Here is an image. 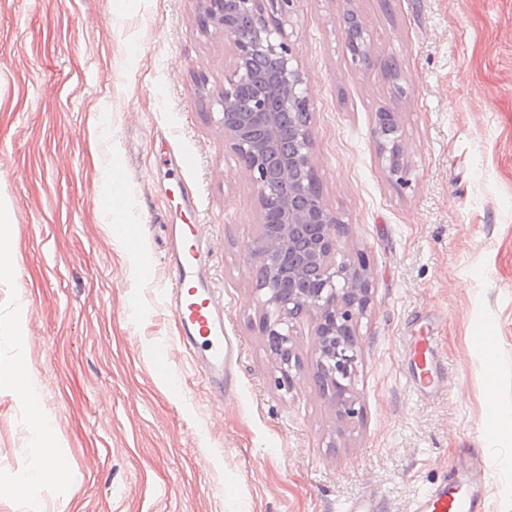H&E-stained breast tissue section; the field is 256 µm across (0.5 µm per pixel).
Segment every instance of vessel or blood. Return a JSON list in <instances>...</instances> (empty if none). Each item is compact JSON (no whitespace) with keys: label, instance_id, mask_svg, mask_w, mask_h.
<instances>
[{"label":"vessel or blood","instance_id":"1","mask_svg":"<svg viewBox=\"0 0 512 512\" xmlns=\"http://www.w3.org/2000/svg\"><path fill=\"white\" fill-rule=\"evenodd\" d=\"M178 190L167 257L174 286L166 293L165 301L178 320L180 343L192 354L209 387L220 392L230 380L234 349L224 335V312L207 278L210 247L188 222L189 217L199 214L197 196L184 184ZM434 342L432 333L420 327L413 329L408 338L412 360L408 378L421 392L435 390L444 376ZM480 466L477 458L462 461L426 491L417 501L415 512H484L483 492L473 478Z\"/></svg>","mask_w":512,"mask_h":512}]
</instances>
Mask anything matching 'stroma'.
<instances>
[{
	"label": "stroma",
	"instance_id": "stroma-1",
	"mask_svg": "<svg viewBox=\"0 0 512 512\" xmlns=\"http://www.w3.org/2000/svg\"><path fill=\"white\" fill-rule=\"evenodd\" d=\"M345 7L295 0L280 22L312 100L323 201L345 224L339 253L370 263L352 380L362 413L347 423L314 385L310 321L293 327L289 388L261 333L257 194L217 103L236 57L223 29L200 27L199 0H0V198L13 218L0 362L24 369L72 474L38 489L44 512H340L372 490L385 512H411L465 452L484 462L485 512H512V0H358L368 67L346 47ZM386 105L402 117L398 177L375 145ZM181 153L196 159L183 180L214 249L224 326L242 343L220 401L163 301L175 202L162 161ZM116 171L128 186L119 224L96 198ZM418 318L444 364L430 394L406 375ZM32 411L0 385V512H24L11 489L35 466Z\"/></svg>",
	"mask_w": 512,
	"mask_h": 512
}]
</instances>
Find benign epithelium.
<instances>
[{"label":"benign epithelium","mask_w":512,"mask_h":512,"mask_svg":"<svg viewBox=\"0 0 512 512\" xmlns=\"http://www.w3.org/2000/svg\"><path fill=\"white\" fill-rule=\"evenodd\" d=\"M294 0H202L201 23L224 29L236 48L232 77L218 93L224 140L257 190L260 233L250 246L263 335L279 361L281 382L299 367L292 323L308 316L317 336L314 381L339 417L358 416L351 386L359 360L356 327L371 302L365 255L336 260L340 219L324 204L311 156V98L282 29L271 25ZM343 30L352 59L367 62L371 45L355 0ZM377 151L389 172L403 171L397 112L376 113Z\"/></svg>","instance_id":"7a95c632"}]
</instances>
